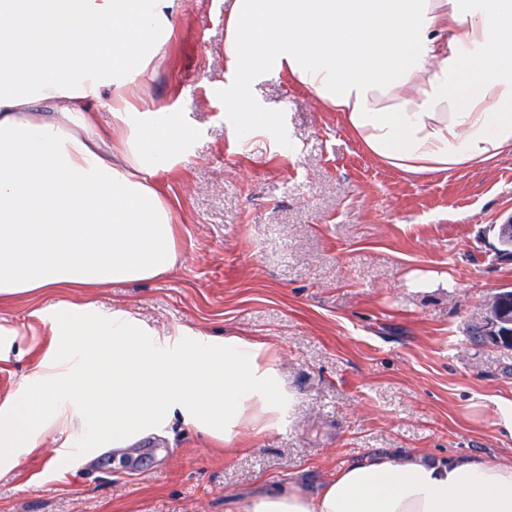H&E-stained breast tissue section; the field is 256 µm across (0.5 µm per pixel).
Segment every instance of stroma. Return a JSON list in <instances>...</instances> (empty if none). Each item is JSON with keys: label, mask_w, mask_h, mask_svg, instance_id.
Listing matches in <instances>:
<instances>
[{"label": "stroma", "mask_w": 512, "mask_h": 512, "mask_svg": "<svg viewBox=\"0 0 512 512\" xmlns=\"http://www.w3.org/2000/svg\"><path fill=\"white\" fill-rule=\"evenodd\" d=\"M230 0H182L179 32L146 92L183 123L189 146L160 180L180 223L166 277L91 292L101 321L126 311L190 344L236 334L274 346L294 394L284 424L232 454L179 423L120 463L92 453L58 474L67 436L0 468V512H237L262 486L313 487L366 455L425 452L512 462L488 396L512 393L498 348L469 334L512 286L493 228L512 217V154L447 174L385 168L302 87L259 75L251 96L277 129L238 135L224 104ZM447 276V285L428 278ZM66 294L0 307V405L43 356Z\"/></svg>", "instance_id": "stroma-1"}]
</instances>
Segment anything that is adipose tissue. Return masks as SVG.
Wrapping results in <instances>:
<instances>
[{
  "label": "adipose tissue",
  "mask_w": 512,
  "mask_h": 512,
  "mask_svg": "<svg viewBox=\"0 0 512 512\" xmlns=\"http://www.w3.org/2000/svg\"><path fill=\"white\" fill-rule=\"evenodd\" d=\"M179 7L0 0V305L71 295L52 333L81 364L40 359L0 405V463L50 431L120 453L175 420L229 454L278 429L293 399L272 345L162 343L131 315H85L86 290L157 280L176 261V211L156 179L188 135L176 117L155 121L143 88ZM224 29V102L244 129L273 134L250 98L273 72L340 113L388 168L448 173L512 152V0H234ZM45 100L57 111H36ZM239 512H512V463L380 452L312 491L264 489Z\"/></svg>",
  "instance_id": "ef3b65f1"
}]
</instances>
